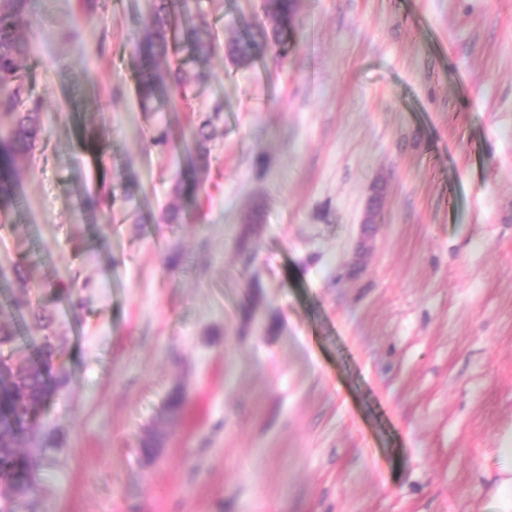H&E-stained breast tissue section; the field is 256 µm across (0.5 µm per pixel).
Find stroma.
Segmentation results:
<instances>
[{
    "label": "stroma",
    "mask_w": 512,
    "mask_h": 512,
    "mask_svg": "<svg viewBox=\"0 0 512 512\" xmlns=\"http://www.w3.org/2000/svg\"><path fill=\"white\" fill-rule=\"evenodd\" d=\"M261 3L196 21L226 43ZM155 4L35 0L24 32L41 132L0 267L29 286L0 283V325L35 363L45 309L61 384L20 512H496L512 0H298L287 61L165 56L196 79L146 110ZM219 100L206 163L152 146Z\"/></svg>",
    "instance_id": "35a3bbf8"
}]
</instances>
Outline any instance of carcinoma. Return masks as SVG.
Segmentation results:
<instances>
[{
	"mask_svg": "<svg viewBox=\"0 0 512 512\" xmlns=\"http://www.w3.org/2000/svg\"><path fill=\"white\" fill-rule=\"evenodd\" d=\"M159 2L154 13L139 20L138 96L144 108L162 96L168 101L185 97L191 81L190 74L181 67L165 77L155 71L158 57L170 49H185L195 61L202 62L219 48L217 33L194 23L201 0ZM264 12L266 23L230 42L225 48L228 56L248 61L259 44L270 43L277 47L278 56L288 57L296 0H265ZM30 23V0H0V118L10 119V124H0V207L12 200L17 157L30 152L39 132V103L29 94L19 66V60L30 52L20 32ZM211 126L208 117L183 141L181 151L189 163H194V156L207 152ZM55 357L56 348L47 336L39 366L14 369L0 360V371L12 379V388L0 393V512H17L20 502L34 491L33 460L19 449V442L29 436L34 445L42 443L38 435L40 413L59 384L53 375Z\"/></svg>",
	"mask_w": 512,
	"mask_h": 512,
	"instance_id": "1",
	"label": "carcinoma"
}]
</instances>
